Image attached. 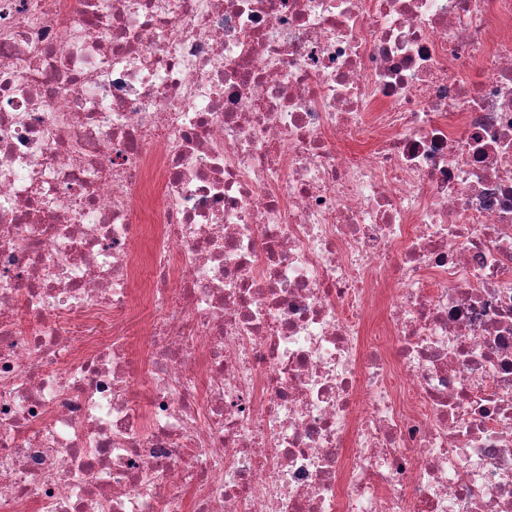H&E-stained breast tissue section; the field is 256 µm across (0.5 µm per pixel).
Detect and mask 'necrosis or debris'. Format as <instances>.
I'll return each mask as SVG.
<instances>
[{
  "label": "necrosis or debris",
  "instance_id": "necrosis-or-debris-1",
  "mask_svg": "<svg viewBox=\"0 0 512 512\" xmlns=\"http://www.w3.org/2000/svg\"><path fill=\"white\" fill-rule=\"evenodd\" d=\"M0 512H512V0H0ZM150 318L151 312L148 309L136 307L114 325H112L111 321L107 326L100 329L107 335H112L113 332L117 335L137 336L142 332Z\"/></svg>",
  "mask_w": 512,
  "mask_h": 512
}]
</instances>
